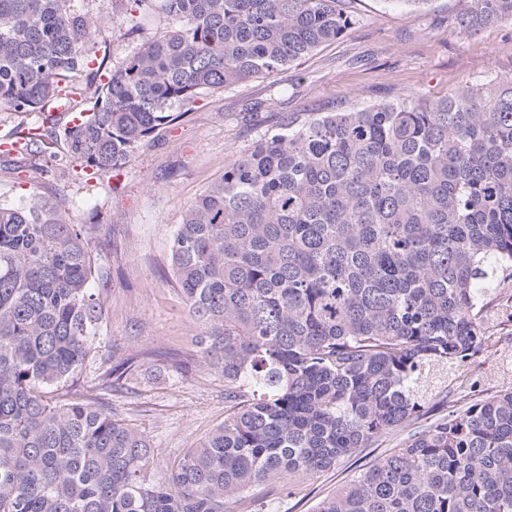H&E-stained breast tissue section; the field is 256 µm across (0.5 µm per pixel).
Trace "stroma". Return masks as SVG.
I'll return each mask as SVG.
<instances>
[{
    "label": "stroma",
    "instance_id": "1",
    "mask_svg": "<svg viewBox=\"0 0 512 512\" xmlns=\"http://www.w3.org/2000/svg\"><path fill=\"white\" fill-rule=\"evenodd\" d=\"M356 23L275 79H257L200 97L194 110L160 128L117 178L79 176L65 184L72 223L98 217L89 243L93 264L107 282L97 293L104 316L94 353L81 374V394L127 357L140 363L123 389L109 394L120 418L154 448V477L195 447L224 420V378L206 366L197 343L202 329L185 306L171 266L170 243L186 208L221 178L233 156L284 117L362 107L408 93L435 99L450 88L512 73V26L492 25L475 36L454 22L458 0H430L418 12L388 0H346ZM158 14H134L105 26L111 64H120L162 34ZM52 176L39 165L17 172L0 161V200L45 192ZM512 385V326L495 329L477 357L448 370V408L460 396H492ZM402 431L345 459L330 471L281 493L272 512H312L323 497L361 466L403 441Z\"/></svg>",
    "mask_w": 512,
    "mask_h": 512
}]
</instances>
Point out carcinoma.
Wrapping results in <instances>:
<instances>
[{"label":"carcinoma","instance_id":"obj_1","mask_svg":"<svg viewBox=\"0 0 512 512\" xmlns=\"http://www.w3.org/2000/svg\"><path fill=\"white\" fill-rule=\"evenodd\" d=\"M169 21L118 66L82 0H0V112L33 157L63 141L80 173L117 175L196 100L339 39V0H125ZM468 36L512 0H459ZM81 99L56 132L46 107ZM95 224L58 192L0 203V512H256L273 494L406 437L314 512H512V387L448 404L430 368L482 351L486 299L512 270V77L438 100L284 119L186 210L170 246L224 422L155 479L149 440L70 388L95 349ZM133 359L105 371L120 388Z\"/></svg>","mask_w":512,"mask_h":512}]
</instances>
